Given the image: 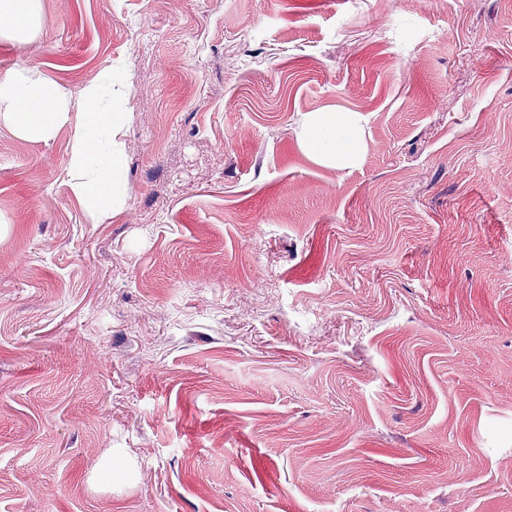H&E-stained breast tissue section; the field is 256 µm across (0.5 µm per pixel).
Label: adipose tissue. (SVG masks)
<instances>
[{
    "instance_id": "adipose-tissue-1",
    "label": "adipose tissue",
    "mask_w": 512,
    "mask_h": 512,
    "mask_svg": "<svg viewBox=\"0 0 512 512\" xmlns=\"http://www.w3.org/2000/svg\"><path fill=\"white\" fill-rule=\"evenodd\" d=\"M39 5L40 0H0V38L34 36ZM128 86L121 63L98 72L75 99L57 84L34 78L24 63L0 75V117L10 122L18 138L49 141L64 126L77 125L66 174L74 197L97 224L122 212L128 200L123 176ZM299 142L314 161L338 169L355 167L365 151L361 119L352 112L309 115Z\"/></svg>"
}]
</instances>
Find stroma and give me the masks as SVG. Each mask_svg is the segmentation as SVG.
<instances>
[{"instance_id": "1", "label": "stroma", "mask_w": 512, "mask_h": 512, "mask_svg": "<svg viewBox=\"0 0 512 512\" xmlns=\"http://www.w3.org/2000/svg\"><path fill=\"white\" fill-rule=\"evenodd\" d=\"M21 60L128 63L129 196L0 120V512H512V0H41ZM302 149L317 163L338 169L359 164L365 151L361 118L352 112H316L299 133Z\"/></svg>"}]
</instances>
